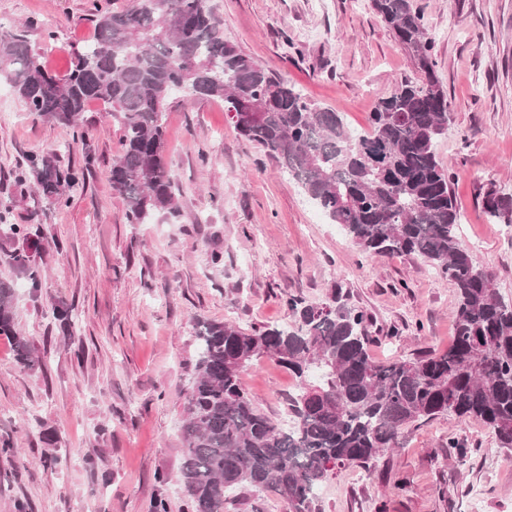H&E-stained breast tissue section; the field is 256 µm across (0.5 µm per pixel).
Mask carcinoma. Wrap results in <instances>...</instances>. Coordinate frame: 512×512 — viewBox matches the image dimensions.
Returning <instances> with one entry per match:
<instances>
[{
  "label": "carcinoma",
  "instance_id": "cac0c4a2",
  "mask_svg": "<svg viewBox=\"0 0 512 512\" xmlns=\"http://www.w3.org/2000/svg\"><path fill=\"white\" fill-rule=\"evenodd\" d=\"M371 2L420 77L402 78L378 100L364 134L224 40L212 0H136L128 10L100 12L93 38L62 78L49 74L26 27L0 30V80L30 114L72 126L88 102L110 106L123 132L110 181L131 223L178 213L165 156L168 98H219L235 128L363 255L419 257L457 290L452 343L413 360H373L370 317L338 297L303 307L288 299L295 316L288 328L198 321L179 476L191 512H224L229 494L241 490L274 495L288 512H316L317 491L337 470L369 467L400 447L406 427L448 414L482 422L499 447L512 448V301L460 236L453 176L436 154L450 112L434 43L413 0ZM30 168L52 203L77 180L48 156L30 160ZM481 203L491 223L512 224L511 194L489 189ZM13 260L28 286L41 288L42 268L24 252ZM14 295L13 283L0 281V335L14 340L19 362L28 365ZM263 357L297 379L287 427L263 413L243 383L244 371Z\"/></svg>",
  "mask_w": 512,
  "mask_h": 512
}]
</instances>
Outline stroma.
I'll return each mask as SVG.
<instances>
[{
  "mask_svg": "<svg viewBox=\"0 0 512 512\" xmlns=\"http://www.w3.org/2000/svg\"><path fill=\"white\" fill-rule=\"evenodd\" d=\"M224 38L317 105L362 131L379 98L415 63L370 0H214ZM134 0H0V28L29 25L48 71L62 76L94 32L100 9ZM434 42L451 122L437 144L455 174L460 234L512 299V224H492L480 194H512V0H416ZM166 160L179 214L129 223L109 171L121 126L103 102L77 125L32 116L0 81V224L27 225L45 270L27 287L15 239L0 234V279L15 283L17 331L34 359L16 360L0 336V512H189L178 480L185 393L198 353L197 322L292 325L289 298L328 302L342 291L374 318L379 361L441 352L454 336V286L415 256H363L298 184L236 130L223 100L172 98ZM48 156L85 175L62 203L40 196L28 160ZM72 309L68 327L51 313ZM258 407L287 423L296 387L266 358L243 374ZM473 448L458 462L449 440ZM59 457L62 468H47ZM405 479L406 490L394 483ZM512 512V449L455 415L407 427L399 448L370 468L323 483L319 512Z\"/></svg>",
  "mask_w": 512,
  "mask_h": 512,
  "instance_id": "35a3bbf8",
  "label": "stroma"
}]
</instances>
